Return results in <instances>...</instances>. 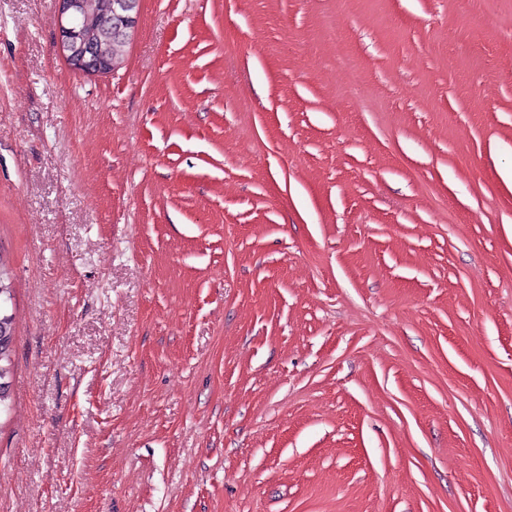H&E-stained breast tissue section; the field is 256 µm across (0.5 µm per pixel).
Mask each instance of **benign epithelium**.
Masks as SVG:
<instances>
[{
    "label": "benign epithelium",
    "mask_w": 512,
    "mask_h": 512,
    "mask_svg": "<svg viewBox=\"0 0 512 512\" xmlns=\"http://www.w3.org/2000/svg\"><path fill=\"white\" fill-rule=\"evenodd\" d=\"M58 41L57 49L70 69L79 74H104L112 71V55L99 52L95 55L84 44L78 19L85 10L84 0H57ZM111 26L114 36L129 39L138 28L139 13L133 11L130 0H112Z\"/></svg>",
    "instance_id": "benign-epithelium-1"
}]
</instances>
